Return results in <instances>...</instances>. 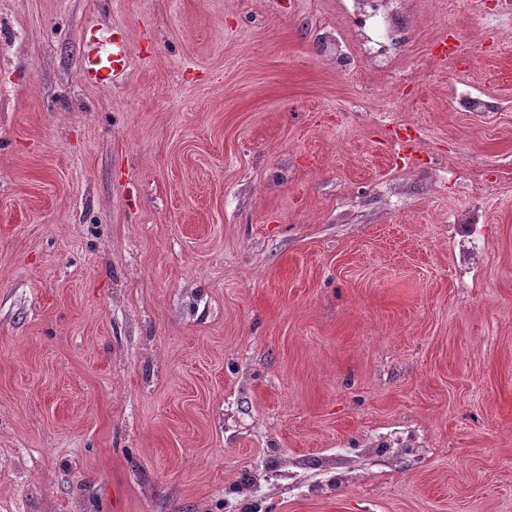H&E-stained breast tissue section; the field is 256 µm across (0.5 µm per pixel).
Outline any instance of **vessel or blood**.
Wrapping results in <instances>:
<instances>
[{
	"instance_id": "vessel-or-blood-1",
	"label": "vessel or blood",
	"mask_w": 512,
	"mask_h": 512,
	"mask_svg": "<svg viewBox=\"0 0 512 512\" xmlns=\"http://www.w3.org/2000/svg\"><path fill=\"white\" fill-rule=\"evenodd\" d=\"M82 42L85 48L82 75L86 84L108 87L126 76L130 53L123 30L92 24L84 29Z\"/></svg>"
}]
</instances>
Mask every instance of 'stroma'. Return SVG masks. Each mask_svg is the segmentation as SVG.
Returning <instances> with one entry per match:
<instances>
[{
	"label": "stroma",
	"mask_w": 512,
	"mask_h": 512,
	"mask_svg": "<svg viewBox=\"0 0 512 512\" xmlns=\"http://www.w3.org/2000/svg\"><path fill=\"white\" fill-rule=\"evenodd\" d=\"M396 21L0 0V512H512V11ZM393 3L391 0H344L345 7L359 20L354 51L344 48L335 37L323 39L326 51L336 55V61L343 65L358 62L381 69L391 68L402 37L391 13ZM82 42L85 48L82 75L86 84L108 87L126 76L130 65V53L123 30L114 29L112 26L102 28L92 24L83 30ZM104 43L109 46V51L102 56L101 46Z\"/></svg>",
	"instance_id": "obj_1"
}]
</instances>
